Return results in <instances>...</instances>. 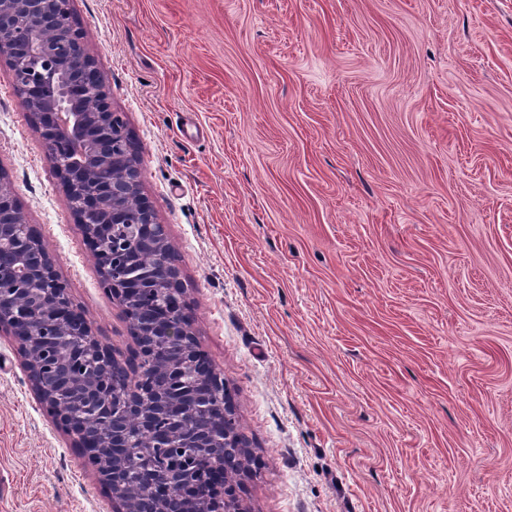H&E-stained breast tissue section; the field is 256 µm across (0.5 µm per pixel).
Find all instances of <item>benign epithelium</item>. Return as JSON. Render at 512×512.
Here are the masks:
<instances>
[{"instance_id":"1","label":"benign epithelium","mask_w":512,"mask_h":512,"mask_svg":"<svg viewBox=\"0 0 512 512\" xmlns=\"http://www.w3.org/2000/svg\"><path fill=\"white\" fill-rule=\"evenodd\" d=\"M70 0H0V56L8 59L23 108L53 159L105 293L126 318L135 361L123 364L91 329L71 319L66 284L41 239L25 231L11 191L0 181V333L13 337L28 381L45 414L73 437L84 463L112 495L113 512H246L238 486L216 475L223 449L244 448L230 397L216 399L197 388L204 354L184 313L178 270L163 225L141 193L137 165L112 152L126 135L105 87L90 94L81 74L95 61L74 25ZM48 29L45 40L34 32ZM155 248L141 265L140 248ZM169 442L167 449L195 448L199 467L213 469L200 485L159 463L157 449L136 446L130 424ZM146 490L124 492L129 460Z\"/></svg>"}]
</instances>
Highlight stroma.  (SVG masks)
<instances>
[{"mask_svg": "<svg viewBox=\"0 0 512 512\" xmlns=\"http://www.w3.org/2000/svg\"><path fill=\"white\" fill-rule=\"evenodd\" d=\"M135 143L246 512H512V0H71ZM0 172L134 342L0 60ZM0 335V512H111Z\"/></svg>", "mask_w": 512, "mask_h": 512, "instance_id": "1", "label": "stroma"}]
</instances>
